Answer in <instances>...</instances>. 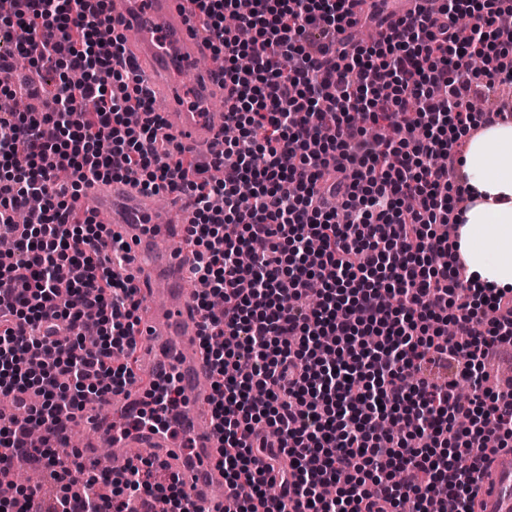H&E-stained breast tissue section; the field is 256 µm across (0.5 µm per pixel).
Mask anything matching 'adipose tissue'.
<instances>
[{
    "label": "adipose tissue",
    "mask_w": 512,
    "mask_h": 512,
    "mask_svg": "<svg viewBox=\"0 0 512 512\" xmlns=\"http://www.w3.org/2000/svg\"><path fill=\"white\" fill-rule=\"evenodd\" d=\"M471 199L458 241L470 273L494 288H512V121L484 128L465 154Z\"/></svg>",
    "instance_id": "adipose-tissue-1"
}]
</instances>
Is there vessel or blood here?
<instances>
[{"label":"vessel or blood","instance_id":"vessel-or-blood-1","mask_svg":"<svg viewBox=\"0 0 512 512\" xmlns=\"http://www.w3.org/2000/svg\"><path fill=\"white\" fill-rule=\"evenodd\" d=\"M114 26L125 30L129 45L141 62L145 79L153 84L167 107V133L185 151L196 154L218 150L224 115L208 107L222 82L217 69L197 73L187 89L169 80L174 63L194 66L206 49L190 0H111ZM84 197L105 214L115 233L139 257L135 283L145 296L147 309L137 327L146 344L138 353L136 382L128 393L105 397L101 407L112 413L111 425L95 422L91 411L81 419L91 433L90 448H119L124 461L141 456L145 449H164L166 471L178 475L191 497L193 512H213L214 489L224 482L217 450L221 438L212 425L215 396L209 368L198 339V314L194 297L184 286L192 254L184 241L185 227L193 223V209L180 197L162 208L153 195L127 181L96 182ZM160 238L168 250L152 253ZM173 378L187 403L178 420L193 441L191 449L178 447L165 427L148 426L126 432L125 423L142 408V386ZM476 512H512V451H501L478 481Z\"/></svg>","mask_w":512,"mask_h":512}]
</instances>
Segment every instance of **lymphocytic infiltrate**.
Masks as SVG:
<instances>
[{
  "label": "lymphocytic infiltrate",
  "instance_id": "1",
  "mask_svg": "<svg viewBox=\"0 0 512 512\" xmlns=\"http://www.w3.org/2000/svg\"><path fill=\"white\" fill-rule=\"evenodd\" d=\"M109 2L13 0L0 16V71L25 55L58 76L44 108L0 113V237L14 242L0 255V395L43 430L31 448L24 428L0 422V469L30 456L60 488L46 504L24 487L0 501L5 512H145L169 493L189 512L184 483L153 481L149 459L113 482L53 452L87 395L135 377L141 301L124 245L76 208L85 183L120 179L193 200L190 276L235 512H276L288 496L305 512H400L405 501L429 512L448 493L475 512L489 442L512 444V379L485 386L488 362L512 345V289L478 287L445 235L460 174L457 160L433 159L512 115L469 107L512 82V46L498 38L512 0L466 28L472 0L405 18L383 0L357 12L352 0H252L234 29L224 19L237 0H194L224 56V119L238 131L206 164L173 154L127 34L101 38ZM359 26L383 35L353 44ZM478 53L490 66L471 68ZM32 196L43 205L17 226ZM481 305L497 319L477 336ZM416 433L426 447L410 446Z\"/></svg>",
  "mask_w": 512,
  "mask_h": 512
}]
</instances>
